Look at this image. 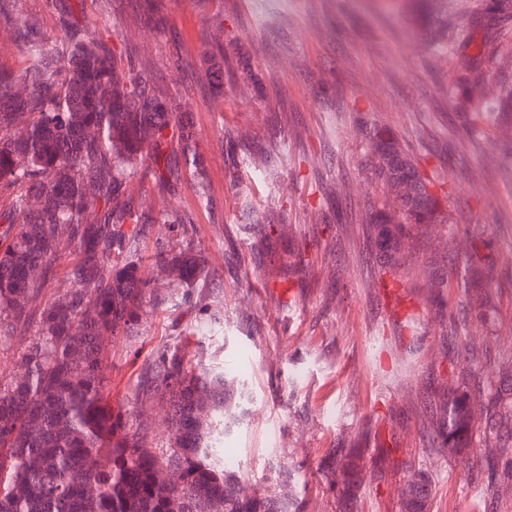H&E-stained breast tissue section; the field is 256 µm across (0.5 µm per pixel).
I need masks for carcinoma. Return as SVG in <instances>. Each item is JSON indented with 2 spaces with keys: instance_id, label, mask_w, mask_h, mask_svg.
Listing matches in <instances>:
<instances>
[{
  "instance_id": "1",
  "label": "carcinoma",
  "mask_w": 512,
  "mask_h": 512,
  "mask_svg": "<svg viewBox=\"0 0 512 512\" xmlns=\"http://www.w3.org/2000/svg\"><path fill=\"white\" fill-rule=\"evenodd\" d=\"M86 0H52L63 36L47 51L37 24L21 18L16 0H0V30L9 32L30 64L0 67V340L35 330L20 363L22 377L0 379V512H302L288 495L241 494L240 477L224 468L215 448L230 431L224 406L232 396L224 368L158 347L137 379L138 394L166 405V448L151 428L109 402L112 360L106 341L136 329L154 289L134 246L139 224L185 229L191 216L136 209L120 201L138 164L166 186L179 178L174 153L202 173L192 126L183 123L148 77L120 73L110 47L90 36L77 16ZM202 58L213 83L224 85V46ZM484 78L457 77L458 108L497 126H512V92L487 97ZM368 149L392 156L374 168L386 193L404 208L373 209L376 239L396 258L406 225L448 220L410 156L387 130L368 135ZM70 259L71 288L49 293L59 260ZM155 263L191 285L205 266L202 251L163 247ZM508 385L494 390L475 417L471 397L448 401L441 448L464 449L477 420L504 451L512 449V363L498 369ZM107 454L111 466L94 470ZM177 474L173 482L160 477ZM429 476L408 486L404 512H426Z\"/></svg>"
}]
</instances>
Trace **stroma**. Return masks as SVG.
I'll return each mask as SVG.
<instances>
[{
    "mask_svg": "<svg viewBox=\"0 0 512 512\" xmlns=\"http://www.w3.org/2000/svg\"><path fill=\"white\" fill-rule=\"evenodd\" d=\"M448 49L426 40L416 0H88L84 22L174 98L205 159L159 187L145 172L134 206L193 215L207 264L192 286L153 265L146 225L138 255L156 295L132 337L112 344V404L164 441L165 411L138 395L157 345L203 354L249 397L225 435L242 491L281 490L303 512H402L401 493L429 473L430 512H512V454H489L475 430L461 454L442 449L451 393L478 396L512 361V143L466 131L453 80L478 68L512 89V0H444ZM225 38L224 88L201 66ZM470 35L484 47L459 46ZM391 129L448 205L450 221L404 237L399 265L379 254L367 214L383 193L365 130ZM496 263L482 290L463 285L469 238ZM493 305L483 321L485 305ZM476 348L469 362L464 347ZM349 451L357 481L331 487L320 466Z\"/></svg>",
    "mask_w": 512,
    "mask_h": 512,
    "instance_id": "stroma-1",
    "label": "stroma"
}]
</instances>
